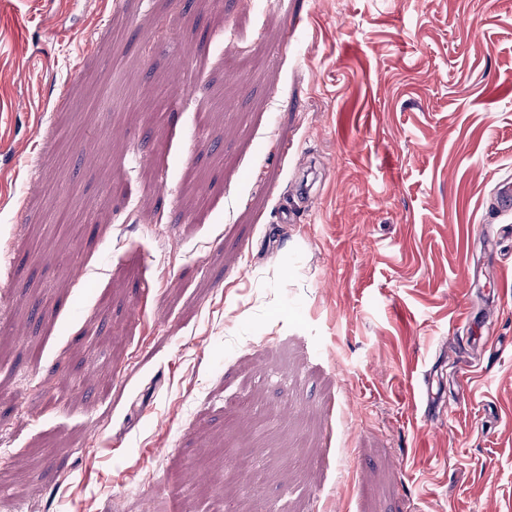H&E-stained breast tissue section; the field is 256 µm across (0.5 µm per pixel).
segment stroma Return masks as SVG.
Returning a JSON list of instances; mask_svg holds the SVG:
<instances>
[{"label": "stroma", "instance_id": "obj_1", "mask_svg": "<svg viewBox=\"0 0 512 512\" xmlns=\"http://www.w3.org/2000/svg\"><path fill=\"white\" fill-rule=\"evenodd\" d=\"M511 172L512 0H0V501L512 512Z\"/></svg>", "mask_w": 512, "mask_h": 512}]
</instances>
